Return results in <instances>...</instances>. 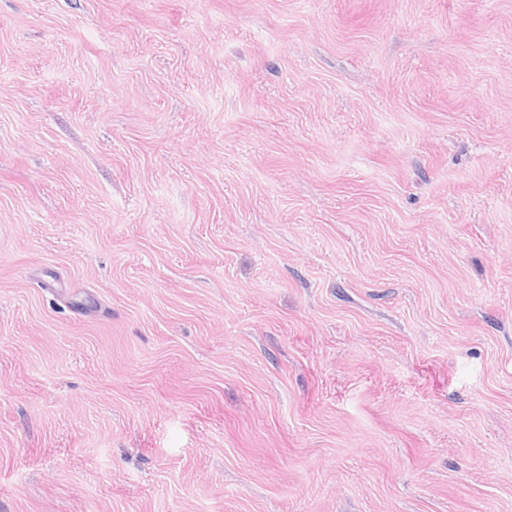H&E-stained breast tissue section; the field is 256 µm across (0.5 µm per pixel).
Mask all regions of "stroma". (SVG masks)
<instances>
[{
	"label": "stroma",
	"instance_id": "obj_1",
	"mask_svg": "<svg viewBox=\"0 0 512 512\" xmlns=\"http://www.w3.org/2000/svg\"><path fill=\"white\" fill-rule=\"evenodd\" d=\"M0 512H512V0H0Z\"/></svg>",
	"mask_w": 512,
	"mask_h": 512
}]
</instances>
